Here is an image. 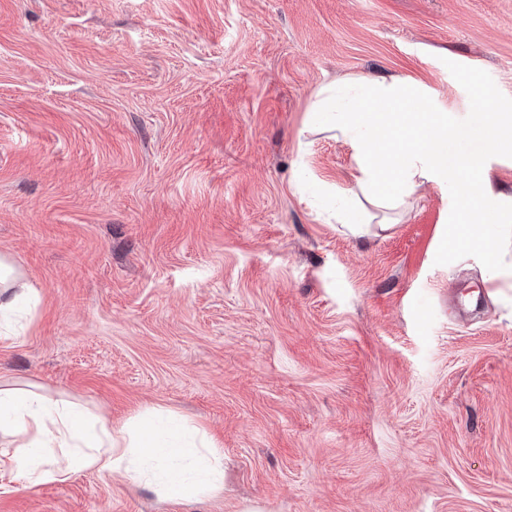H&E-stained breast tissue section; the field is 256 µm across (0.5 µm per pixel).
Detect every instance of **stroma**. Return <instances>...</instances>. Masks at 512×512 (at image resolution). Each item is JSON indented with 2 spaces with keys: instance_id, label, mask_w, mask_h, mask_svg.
I'll return each mask as SVG.
<instances>
[{
  "instance_id": "obj_1",
  "label": "stroma",
  "mask_w": 512,
  "mask_h": 512,
  "mask_svg": "<svg viewBox=\"0 0 512 512\" xmlns=\"http://www.w3.org/2000/svg\"><path fill=\"white\" fill-rule=\"evenodd\" d=\"M512 98V0H0V253L35 294L0 383L121 426L203 428L223 489L167 500L94 470L0 512H512V280L434 259L451 198L334 184L317 91Z\"/></svg>"
}]
</instances>
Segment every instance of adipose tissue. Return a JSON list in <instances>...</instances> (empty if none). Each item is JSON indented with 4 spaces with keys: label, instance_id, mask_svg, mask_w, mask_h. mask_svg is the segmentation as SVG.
I'll return each instance as SVG.
<instances>
[{
    "label": "adipose tissue",
    "instance_id": "1",
    "mask_svg": "<svg viewBox=\"0 0 512 512\" xmlns=\"http://www.w3.org/2000/svg\"><path fill=\"white\" fill-rule=\"evenodd\" d=\"M30 293L22 271L11 257L0 254V317L8 318ZM0 433L17 446L16 453L0 458V470L27 488L92 469L107 477H127L175 499L218 490L224 479L216 441L204 432L171 426L158 412L150 413L142 426L116 429L78 402L1 387ZM46 448L59 449L65 466L45 461ZM176 454L189 456V463L178 472H164L165 460Z\"/></svg>",
    "mask_w": 512,
    "mask_h": 512
}]
</instances>
